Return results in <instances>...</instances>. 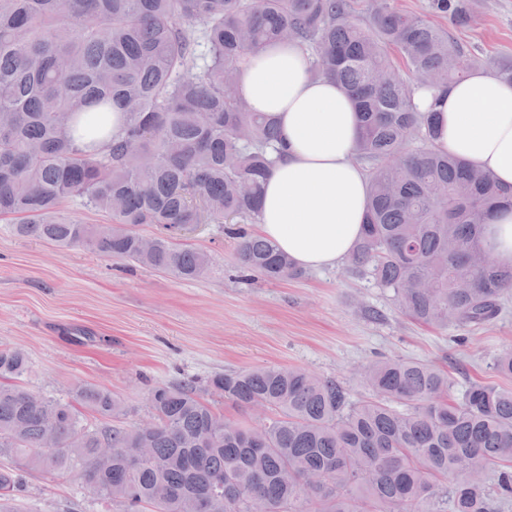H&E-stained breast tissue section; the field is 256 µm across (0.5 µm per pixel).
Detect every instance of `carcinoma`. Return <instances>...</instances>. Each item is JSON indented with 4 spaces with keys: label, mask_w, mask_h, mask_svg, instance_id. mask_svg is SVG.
Listing matches in <instances>:
<instances>
[{
    "label": "carcinoma",
    "mask_w": 512,
    "mask_h": 512,
    "mask_svg": "<svg viewBox=\"0 0 512 512\" xmlns=\"http://www.w3.org/2000/svg\"><path fill=\"white\" fill-rule=\"evenodd\" d=\"M0 0V220L18 234L163 270L207 275V253L179 243L185 224L238 225L242 276L299 275L273 243L247 232L278 151L274 124L237 91L249 53L291 41L314 79L330 78L359 109L357 153L370 163L363 234L349 269L367 272L411 319L479 326L512 293V264L484 247L512 187L436 144L422 86L446 91L486 61L430 20L472 22L470 0ZM122 112L112 130V112ZM78 200L107 217L80 224ZM153 224L151 248L135 228ZM27 368L0 350V450L45 467L70 464L118 512H502L512 504V388L452 378L417 360L384 359L360 373L367 400L334 377L297 367L217 373L210 399L192 380L154 387V431L87 429L69 403L13 383ZM512 379V347L493 360ZM110 417L108 391L75 390ZM268 415L252 425L216 404ZM151 449L133 466L131 448ZM100 448L112 449L102 463ZM19 480L0 471V512Z\"/></svg>",
    "instance_id": "1"
}]
</instances>
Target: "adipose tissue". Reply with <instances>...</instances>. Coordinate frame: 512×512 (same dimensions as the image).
Masks as SVG:
<instances>
[{
  "label": "adipose tissue",
  "instance_id": "adipose-tissue-1",
  "mask_svg": "<svg viewBox=\"0 0 512 512\" xmlns=\"http://www.w3.org/2000/svg\"><path fill=\"white\" fill-rule=\"evenodd\" d=\"M239 90L277 124L281 139L264 185L258 236L297 266H336L360 238L367 211L354 101L335 81L313 79L306 54L291 43L247 55ZM416 101L435 111L440 149L512 185L511 84L484 68L444 92L419 89Z\"/></svg>",
  "mask_w": 512,
  "mask_h": 512
}]
</instances>
